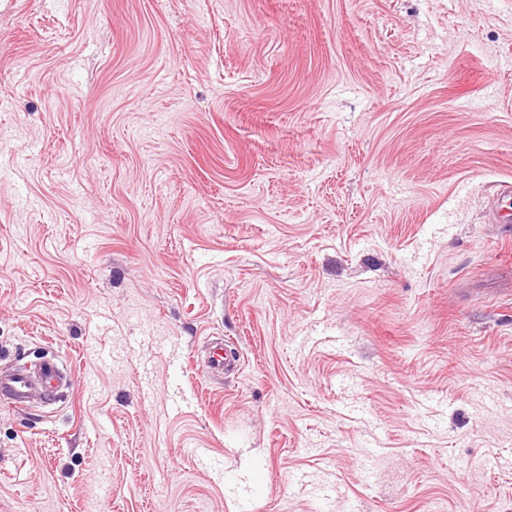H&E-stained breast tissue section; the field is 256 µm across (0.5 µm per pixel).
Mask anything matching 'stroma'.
I'll use <instances>...</instances> for the list:
<instances>
[{
	"instance_id": "obj_1",
	"label": "stroma",
	"mask_w": 512,
	"mask_h": 512,
	"mask_svg": "<svg viewBox=\"0 0 512 512\" xmlns=\"http://www.w3.org/2000/svg\"><path fill=\"white\" fill-rule=\"evenodd\" d=\"M504 182L512 0H0V512H512ZM237 360L224 349L223 339H218L211 345L208 351L207 367L211 374L222 375L224 371L237 368ZM64 385V366L55 358L43 359L33 368L19 366L0 371V398L16 407L26 405L36 392L53 400Z\"/></svg>"
}]
</instances>
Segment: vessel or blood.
Instances as JSON below:
<instances>
[{"mask_svg":"<svg viewBox=\"0 0 512 512\" xmlns=\"http://www.w3.org/2000/svg\"><path fill=\"white\" fill-rule=\"evenodd\" d=\"M236 366L234 357L225 349L223 341L211 345L207 357L211 374L220 375ZM64 384L63 365L56 359L46 358L32 368L19 366L7 372L0 371V398L21 407L37 393L42 394L44 399H55Z\"/></svg>","mask_w":512,"mask_h":512,"instance_id":"1","label":"vessel or blood"}]
</instances>
